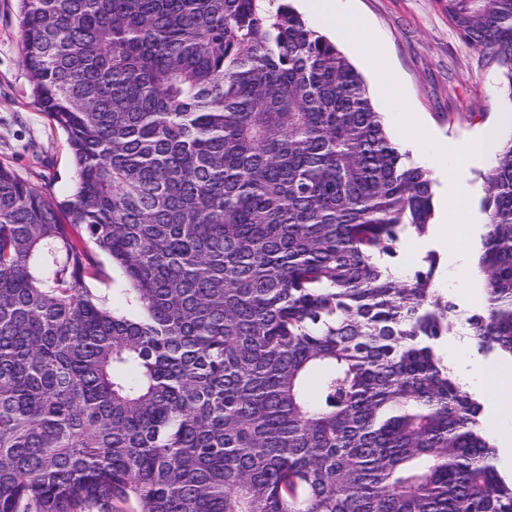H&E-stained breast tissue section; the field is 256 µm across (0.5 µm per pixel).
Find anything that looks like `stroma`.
<instances>
[{
  "mask_svg": "<svg viewBox=\"0 0 512 512\" xmlns=\"http://www.w3.org/2000/svg\"><path fill=\"white\" fill-rule=\"evenodd\" d=\"M349 10L368 22L384 56L355 60L376 111L392 139L406 135L414 115L424 117L442 149L474 138L507 105L494 75L478 65V51L462 41L448 23L440 0H349ZM22 25L17 0H0V162L47 193L70 199L76 181L66 136L34 102L21 62ZM386 68L387 92L374 80ZM491 161L472 158L462 178L470 192V221L460 232L480 246L486 222L482 207ZM435 254V286L459 308L475 309L471 290L455 280L446 263L447 245L434 231L407 236L392 258L401 275L421 268Z\"/></svg>",
  "mask_w": 512,
  "mask_h": 512,
  "instance_id": "1",
  "label": "stroma"
}]
</instances>
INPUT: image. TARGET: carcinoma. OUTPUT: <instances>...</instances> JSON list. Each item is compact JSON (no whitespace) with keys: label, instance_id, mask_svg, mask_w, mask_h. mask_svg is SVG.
Masks as SVG:
<instances>
[{"label":"carcinoma","instance_id":"obj_1","mask_svg":"<svg viewBox=\"0 0 512 512\" xmlns=\"http://www.w3.org/2000/svg\"><path fill=\"white\" fill-rule=\"evenodd\" d=\"M19 2L76 186L0 164V512H512L439 352L512 363V136L463 312L393 272L433 181L286 0ZM444 8L512 102V0ZM99 258L106 266L109 278L102 283L96 281L92 282L91 288H96V291L101 295L106 294L109 298L112 297V304H114V307H121V300L115 293L112 295V289L126 288L127 285L125 284L120 272L116 268H112L106 257L100 255ZM105 288H109V290Z\"/></svg>","mask_w":512,"mask_h":512}]
</instances>
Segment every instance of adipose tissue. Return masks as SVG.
Instances as JSON below:
<instances>
[{
  "mask_svg": "<svg viewBox=\"0 0 512 512\" xmlns=\"http://www.w3.org/2000/svg\"><path fill=\"white\" fill-rule=\"evenodd\" d=\"M305 10L320 16L325 27L334 30L361 56L377 55L379 47L368 26L351 18L343 0H301ZM498 141L496 129L487 128L476 138L462 147L444 153L438 150L426 132H418L413 137L412 149L428 155L436 167H460L463 160L470 157L493 158ZM453 202L442 204L441 222L438 227L440 237H452L453 247L449 261L460 272H467L470 254L469 242L458 236L459 225L467 223V210L463 187L453 190ZM458 377L469 388L481 390L489 401L490 410L485 419L489 432L503 443L505 455H512V368L487 369L473 364L460 370Z\"/></svg>",
  "mask_w": 512,
  "mask_h": 512,
  "instance_id": "ef3b65f1",
  "label": "adipose tissue"
}]
</instances>
